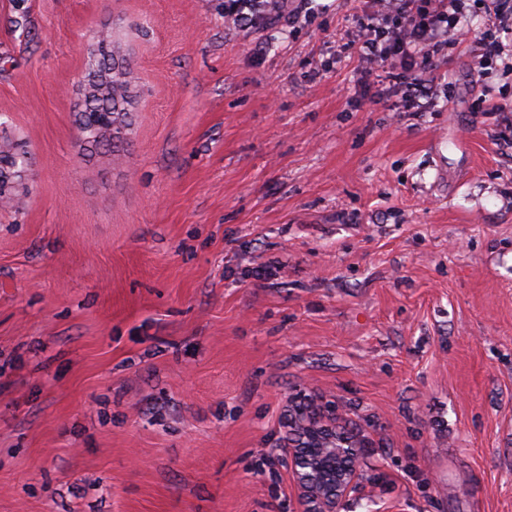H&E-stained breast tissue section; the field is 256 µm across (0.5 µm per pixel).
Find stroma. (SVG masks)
Segmentation results:
<instances>
[{"instance_id":"stroma-1","label":"stroma","mask_w":512,"mask_h":512,"mask_svg":"<svg viewBox=\"0 0 512 512\" xmlns=\"http://www.w3.org/2000/svg\"><path fill=\"white\" fill-rule=\"evenodd\" d=\"M318 2L0 0V512H298L314 416L362 458L341 512H512V111L456 45L395 111L336 55L360 0ZM101 29L138 93L92 156ZM288 0H225L224 23L239 28L263 25L271 16H282ZM25 151H21L19 144L7 136L0 142V203L10 204L14 201L21 181L25 177L26 161Z\"/></svg>"}]
</instances>
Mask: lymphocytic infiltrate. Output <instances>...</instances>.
Listing matches in <instances>:
<instances>
[{
    "instance_id": "lymphocytic-infiltrate-1",
    "label": "lymphocytic infiltrate",
    "mask_w": 512,
    "mask_h": 512,
    "mask_svg": "<svg viewBox=\"0 0 512 512\" xmlns=\"http://www.w3.org/2000/svg\"><path fill=\"white\" fill-rule=\"evenodd\" d=\"M288 0H224V21L239 28L256 27L270 17L287 15L289 23L315 22L314 0H303V11L285 14ZM492 25L483 32V49L478 73L489 62L502 59L503 70L512 75V60L503 57L505 47L493 32L512 35V0H481ZM469 14L465 0H365L356 15L349 41L357 55L362 77L380 70H398L407 87L408 107L424 109L432 102L437 87L438 63L448 46L469 37L464 22Z\"/></svg>"
}]
</instances>
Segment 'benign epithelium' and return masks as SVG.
Wrapping results in <instances>:
<instances>
[{
    "mask_svg": "<svg viewBox=\"0 0 512 512\" xmlns=\"http://www.w3.org/2000/svg\"><path fill=\"white\" fill-rule=\"evenodd\" d=\"M302 435V442L282 448L292 464L301 512H339L357 480L353 450L340 445L326 425L311 422L302 426Z\"/></svg>",
    "mask_w": 512,
    "mask_h": 512,
    "instance_id": "benign-epithelium-1",
    "label": "benign epithelium"
}]
</instances>
